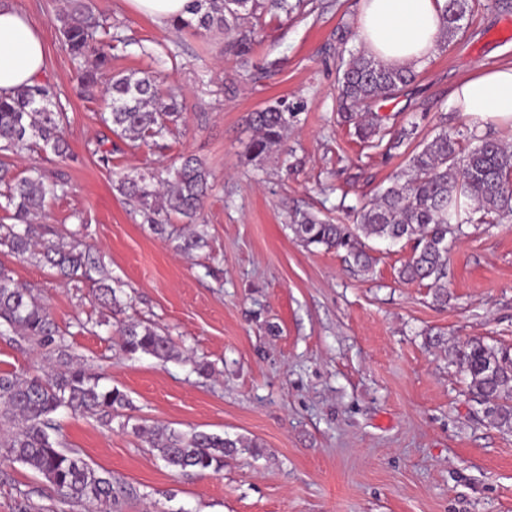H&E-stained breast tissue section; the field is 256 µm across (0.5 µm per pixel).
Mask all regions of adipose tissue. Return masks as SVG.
<instances>
[{
    "instance_id": "adipose-tissue-1",
    "label": "adipose tissue",
    "mask_w": 512,
    "mask_h": 512,
    "mask_svg": "<svg viewBox=\"0 0 512 512\" xmlns=\"http://www.w3.org/2000/svg\"><path fill=\"white\" fill-rule=\"evenodd\" d=\"M446 0H362L359 36L376 58L420 67L436 52ZM46 49L27 16L0 0V96L40 81ZM450 100L476 123H512V67L477 68Z\"/></svg>"
}]
</instances>
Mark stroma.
<instances>
[{"label": "stroma", "mask_w": 512, "mask_h": 512, "mask_svg": "<svg viewBox=\"0 0 512 512\" xmlns=\"http://www.w3.org/2000/svg\"><path fill=\"white\" fill-rule=\"evenodd\" d=\"M320 2L318 19L267 26L244 67L225 54L223 36L159 26L125 0H93L129 41L113 70L153 67L159 54L168 83L181 88L180 133L136 152L113 140L112 160L129 171L183 154L204 162L214 184L204 208L209 244L187 257L132 219L110 168L91 153L106 132L104 102L79 93L57 28L63 0H10L40 28L45 80L69 116L66 163L40 151L13 160L19 172L36 164L68 176L69 193L49 200L45 226L64 234L84 216L85 241L128 315L165 328L214 367L201 377L183 362L125 353L90 284L0 253L54 312L71 353L131 400L108 425L66 409L56 416L63 445L122 483L118 512H512V431L490 423L454 357L472 338L512 348V222L464 225L448 253L444 304L427 283L399 280L410 246L371 242L375 263L363 276L343 253L303 247L288 223L298 208L352 223L439 132L512 143V128L475 125L450 101L478 67L512 65V5L480 0L456 40L377 103L385 138L413 132L388 151L360 140L337 112L339 62L362 47L360 0ZM278 97L304 100L307 110L283 149L249 160V116ZM436 335L444 343L434 348L427 339ZM46 363L42 349L0 338V372L39 376ZM126 420L246 436L262 450L225 458L217 473L177 475ZM31 502L42 512H105L60 500L28 466L0 456V512H29Z\"/></svg>", "instance_id": "1"}]
</instances>
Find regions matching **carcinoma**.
<instances>
[{
    "label": "carcinoma",
    "instance_id": "1",
    "mask_svg": "<svg viewBox=\"0 0 512 512\" xmlns=\"http://www.w3.org/2000/svg\"><path fill=\"white\" fill-rule=\"evenodd\" d=\"M306 0H193L191 17L172 24L177 31H224V51L246 61L268 21H286L302 13ZM475 0H447L441 44L451 42L461 21L472 12ZM58 29L73 60L81 69L83 92L100 89L109 100L102 121L110 133L135 151L159 145L174 134L183 119L182 105L173 92L160 94L162 74L112 72V51L127 42L118 28H109L88 0H72L57 14ZM412 68H390L375 56L360 51L342 61L339 98L341 111L361 113L356 134L368 139L381 127L374 103L407 86ZM304 102L286 99L268 102L251 113L256 135L246 147L250 159H260L282 145L288 128L305 111ZM69 117L56 88L46 82L23 86L0 96V211L9 224H0V252L46 263L68 282H90L101 307L114 315L126 303L104 274L92 249L75 239L46 238L38 218L47 200L64 197L68 183L50 178L32 167L24 176L14 174L10 156L37 147L60 160L69 153L66 138ZM112 186L126 198L143 223L191 253L208 245L201 224L204 203L213 191L203 163L191 156L180 164L135 174L112 170ZM512 147L485 137L463 149L444 132L426 143L409 160L405 180H396L358 213L356 223L335 224L310 211L289 215L290 229L306 248L320 246L345 251L355 271L368 274L373 258L363 239L412 243V255L398 270L402 281H431L436 297L448 296V242L472 221L495 224L512 220ZM193 225L179 232L173 221ZM123 350L156 360H184L199 376L212 373L204 360L182 357L171 336L156 325L127 317L118 322ZM22 336L46 351L56 372L48 378L0 373V448L6 456L42 476L61 500L77 504L112 503L117 480L112 472L96 470L78 454L63 447L54 415L62 408L97 415L107 422L130 406L128 395L100 384L102 375L74 363L64 333L48 306L34 289L14 279L0 266V336ZM456 362L469 378L473 398L486 405V417L497 427L512 431V351L479 339L454 351ZM134 434L157 451L165 466L177 474H204L224 468V458L260 447L255 439L224 437L204 431L182 432L159 426H132Z\"/></svg>",
    "mask_w": 512,
    "mask_h": 512
}]
</instances>
